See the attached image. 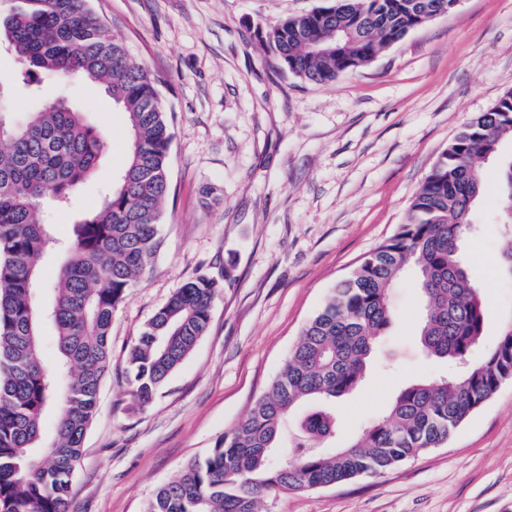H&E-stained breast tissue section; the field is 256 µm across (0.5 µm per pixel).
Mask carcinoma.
<instances>
[{
	"label": "carcinoma",
	"instance_id": "1",
	"mask_svg": "<svg viewBox=\"0 0 512 512\" xmlns=\"http://www.w3.org/2000/svg\"><path fill=\"white\" fill-rule=\"evenodd\" d=\"M454 0H327L267 26L262 43L293 76L329 83L368 66L421 18ZM14 55L11 82L100 83L126 114L129 145L112 190L74 223L60 249L53 303L36 301L42 256L57 250L47 201L67 205L108 145L81 108L58 100L14 121L0 93V512H69L72 478L96 419L108 371L112 313L153 264L169 192L173 132L158 79L106 34L90 0H22L0 22ZM512 90L468 122L424 177L397 233L366 256L305 325L270 389L209 453L160 485L144 512H260L269 492L334 486L395 468L439 447L512 378V323L482 344L484 306L462 243L485 192L481 163L497 164L501 223L512 224ZM412 271L424 298L420 343L430 359L463 369L415 381L343 448L336 400L363 380L394 310L389 291ZM223 284L200 275L177 288L128 351L130 384L146 406L205 335ZM56 330L58 358L46 366L42 324ZM302 401L317 406L290 426ZM52 433L45 434L47 420Z\"/></svg>",
	"mask_w": 512,
	"mask_h": 512
}]
</instances>
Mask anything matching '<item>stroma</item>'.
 Instances as JSON below:
<instances>
[{"instance_id":"35a3bbf8","label":"stroma","mask_w":512,"mask_h":512,"mask_svg":"<svg viewBox=\"0 0 512 512\" xmlns=\"http://www.w3.org/2000/svg\"><path fill=\"white\" fill-rule=\"evenodd\" d=\"M322 0H91L109 34L158 80L174 138L162 244L151 272L112 314L111 362L98 416L73 476L70 512H142L162 483L204 457L270 388L303 325L361 260L405 223L423 177L477 113L512 90V0H461L410 31L366 68L323 85L280 69L257 29ZM65 97L110 136L69 209H48L63 241L100 204L126 153V116L96 85L46 80L11 89L16 120ZM463 248L485 296L483 342L512 323L499 275L506 228L494 192L474 211ZM223 282L206 334L140 406L126 380L130 346L186 281ZM376 362L337 402L343 446L408 382L452 375L415 336L412 279ZM265 512H512V380L447 445L344 484L277 492Z\"/></svg>"}]
</instances>
